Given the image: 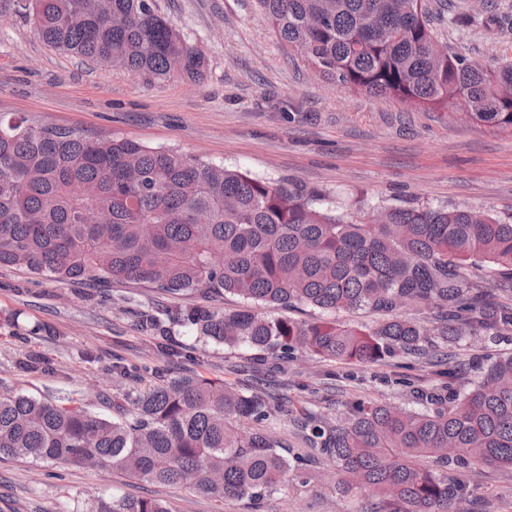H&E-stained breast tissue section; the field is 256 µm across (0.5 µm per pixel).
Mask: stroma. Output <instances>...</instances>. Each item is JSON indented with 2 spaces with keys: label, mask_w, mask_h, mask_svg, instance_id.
Segmentation results:
<instances>
[{
  "label": "stroma",
  "mask_w": 512,
  "mask_h": 512,
  "mask_svg": "<svg viewBox=\"0 0 512 512\" xmlns=\"http://www.w3.org/2000/svg\"><path fill=\"white\" fill-rule=\"evenodd\" d=\"M438 40L492 70L512 61V0H425ZM158 14L207 60L204 76L152 81L124 68H105L47 46L20 12L0 0V117L22 118L90 135H115L183 152L270 181L322 191L336 211L366 205L467 206L512 215V129L466 121L390 97L331 84L276 39L256 0H153ZM493 14L495 24L477 23ZM469 17L466 25L451 24ZM181 298L153 288L62 285L0 267V389L36 397L79 395L93 413L103 397L131 389L112 373L115 359L149 367L151 375L196 373L248 384L243 351L203 347L189 330L169 324L189 357L157 353L141 331L142 307L167 311ZM18 319V329L7 328ZM482 340L440 346L426 354L372 365L341 364L303 353L282 361L266 356L260 369L287 404L279 430L294 453L308 456L306 483L263 497L255 509L238 500L217 504L179 486L149 484L110 467H60L0 457V512H69L101 494L154 496L172 512H373L366 492L330 490L336 467L304 447L295 424L302 409L325 417L351 401L402 406L413 390L447 383L449 366L484 356ZM28 354L44 358L23 369ZM465 494L458 512H512V471L460 472Z\"/></svg>",
  "instance_id": "stroma-1"
}]
</instances>
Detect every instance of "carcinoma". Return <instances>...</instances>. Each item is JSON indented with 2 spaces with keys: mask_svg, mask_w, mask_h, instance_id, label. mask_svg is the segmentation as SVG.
<instances>
[{
  "mask_svg": "<svg viewBox=\"0 0 512 512\" xmlns=\"http://www.w3.org/2000/svg\"><path fill=\"white\" fill-rule=\"evenodd\" d=\"M276 37L323 79L444 110L458 95L470 121L512 127V64L488 71L450 52L430 54L424 0H257ZM46 45L91 62L112 57L149 79L205 68L202 50L154 10L153 0H26ZM108 216L86 224V211ZM487 263L512 291V219L466 207L377 205L362 222L285 183L119 136L99 138L0 118V267L60 284L146 283L173 295L231 294L248 308L203 303L171 318L197 342L281 359L297 352L342 363L418 355L441 340L511 336L512 305L492 302L462 275ZM320 312L294 321L255 310ZM435 310L434 328L401 314ZM358 310L388 318L365 329L336 320ZM138 326L169 357L162 313ZM414 391L413 406L356 400L328 420L300 417L305 441L342 473L338 491L365 489L388 512H455L464 486L448 476L491 465L512 470V355L485 356L465 391ZM279 405L253 387L196 374L128 391L116 418L0 392V455L65 466L112 467L147 483L185 486L217 503L257 501L304 482L301 459L274 434ZM73 512H171L163 500L99 496Z\"/></svg>",
  "mask_w": 512,
  "mask_h": 512,
  "instance_id": "cac0c4a2",
  "label": "carcinoma"
}]
</instances>
